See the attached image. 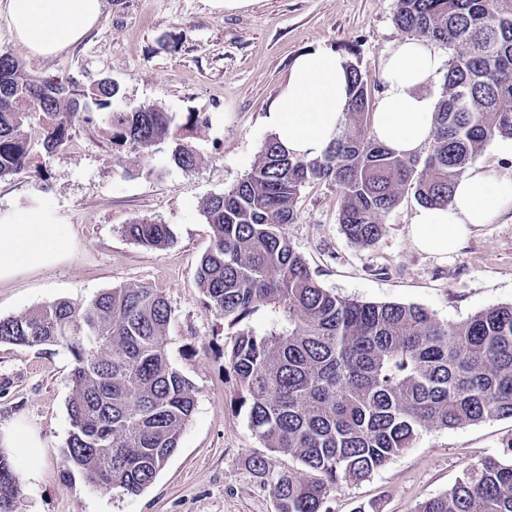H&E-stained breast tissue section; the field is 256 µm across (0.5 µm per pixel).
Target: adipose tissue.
Returning <instances> with one entry per match:
<instances>
[{
  "label": "adipose tissue",
  "instance_id": "ef3b65f1",
  "mask_svg": "<svg viewBox=\"0 0 512 512\" xmlns=\"http://www.w3.org/2000/svg\"><path fill=\"white\" fill-rule=\"evenodd\" d=\"M13 40L35 57L49 58L80 42L99 22L104 0H0ZM442 61L434 43L406 38L384 57L382 85L372 115V135L400 155L418 151L433 129V101L423 88L435 80ZM349 100L344 57L318 48L300 54L289 69L265 121L289 153L319 157L341 132ZM512 209V169L475 165L454 188L448 207H422L409 236L420 251L445 257L472 227L489 224ZM67 241L45 211L24 210L0 218V280L23 269L46 266ZM40 439L21 421L0 426V446L20 449L19 467L35 474L32 451Z\"/></svg>",
  "mask_w": 512,
  "mask_h": 512
}]
</instances>
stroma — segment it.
<instances>
[{
  "label": "stroma",
  "mask_w": 512,
  "mask_h": 512,
  "mask_svg": "<svg viewBox=\"0 0 512 512\" xmlns=\"http://www.w3.org/2000/svg\"><path fill=\"white\" fill-rule=\"evenodd\" d=\"M396 0H253L221 11L210 0H106L99 24L63 54L38 59L11 38L0 14V52L24 71L83 83L119 84L120 107L157 104L206 124L190 141L199 162L190 171L170 164L167 145L149 153L112 145L102 113L74 128L71 141L41 154L35 171L0 179V214L49 211L66 231L57 261L0 281V318L68 299L84 303L122 285H142L167 301L168 357L193 384L196 406L179 446L154 482L137 495L88 483L67 465L64 447L74 391L70 354L56 345L0 344V424L24 418L43 448L35 477L19 475L17 512H277L268 476L307 481L316 472L269 452L249 427L246 410L231 407L236 387L224 364L232 331L195 282L211 245L203 206L246 175L270 134L266 111L294 58L325 47L344 52L366 72L379 95L382 59L407 33L395 20ZM159 169L146 177L144 165ZM342 200L327 183L306 185L289 241L326 288L343 298L412 304L455 324L492 305L512 304V211L473 229L445 258L418 251L409 224L412 195L386 216L371 245L352 243L338 222ZM141 218L167 224L161 249L137 244L123 228ZM512 447V419L454 429H429L413 448L369 479L345 484L327 512H417L444 494L468 466Z\"/></svg>",
  "instance_id": "1"
}]
</instances>
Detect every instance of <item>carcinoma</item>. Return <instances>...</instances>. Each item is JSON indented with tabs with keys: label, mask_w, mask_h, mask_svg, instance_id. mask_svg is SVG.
<instances>
[{
	"label": "carcinoma",
	"mask_w": 512,
	"mask_h": 512,
	"mask_svg": "<svg viewBox=\"0 0 512 512\" xmlns=\"http://www.w3.org/2000/svg\"><path fill=\"white\" fill-rule=\"evenodd\" d=\"M396 20L417 37L463 48L448 59L434 130L417 153L398 156L372 137L368 76L349 61L344 128L324 154L293 157L272 135L251 170L203 208L212 243L195 281L236 328L224 347L239 384L232 403L247 409L271 452L320 474L314 482L272 479L278 512H325L336 486L369 478L424 430L512 418L511 304L448 324L416 305L342 298L317 280L284 232L301 189L323 181L341 196L345 235L369 246L403 194L448 206L484 147L512 139V0H397ZM119 93L109 79L32 78L0 53V178L31 169L33 119L50 153L94 111L106 113L111 141L141 150L169 143L176 166L195 167L184 131L206 120L196 112L178 120L157 104L116 109ZM124 234L153 248L171 241L168 225L148 218L125 225ZM170 319L164 298L143 286L0 319V344H56L71 354L75 394L64 455L95 486L142 492L192 417L194 386L164 344ZM17 493L3 452L0 512H15ZM417 512H512V448L468 467Z\"/></svg>",
	"instance_id": "obj_1"
}]
</instances>
